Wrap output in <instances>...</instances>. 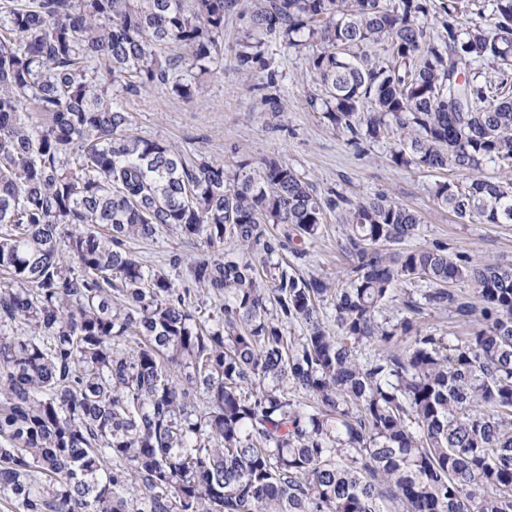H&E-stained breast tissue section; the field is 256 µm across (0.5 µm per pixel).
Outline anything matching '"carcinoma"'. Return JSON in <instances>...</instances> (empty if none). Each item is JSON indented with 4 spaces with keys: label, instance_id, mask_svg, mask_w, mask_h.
Masks as SVG:
<instances>
[{
    "label": "carcinoma",
    "instance_id": "cac0c4a2",
    "mask_svg": "<svg viewBox=\"0 0 512 512\" xmlns=\"http://www.w3.org/2000/svg\"><path fill=\"white\" fill-rule=\"evenodd\" d=\"M236 2L0 6V504L512 512V263L408 248L419 215L377 196L342 200V278L296 277L274 256H304L325 202L286 162L230 184L220 162L128 134L112 89L199 96ZM463 4L441 2L439 42L427 0H259L253 23L312 48L308 103L352 146L392 138L396 165L465 175L436 184L437 205L511 224L512 0H485L489 27L458 25ZM235 54L244 73L264 64L249 35ZM168 232L203 253L145 267L130 244ZM418 282L423 306L399 289ZM427 310L472 332L427 331Z\"/></svg>",
    "mask_w": 512,
    "mask_h": 512
}]
</instances>
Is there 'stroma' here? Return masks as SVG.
<instances>
[{
    "label": "stroma",
    "mask_w": 512,
    "mask_h": 512,
    "mask_svg": "<svg viewBox=\"0 0 512 512\" xmlns=\"http://www.w3.org/2000/svg\"><path fill=\"white\" fill-rule=\"evenodd\" d=\"M253 9L254 0H238L237 10L225 18L223 55L206 76L199 99L186 101L158 87L137 94L118 93L117 102L133 115V134L165 142L188 155L220 161L231 179L242 163L285 159L321 197L340 195L358 202L384 196L416 211L422 223L410 246L441 241L453 253L512 262V224H462L434 202L433 187L446 180V173L396 166L390 159L395 147L391 140L357 150L310 107L308 95L315 79L305 53L284 51L269 38L263 66L252 74L242 73L235 44L251 33ZM341 238L339 215L330 211L317 238L306 242L301 259L287 251L278 259L293 262L301 276L322 273L333 278L344 263ZM132 249L149 266L168 253L182 254L189 261L201 252L199 244L174 233L156 243L133 242Z\"/></svg>",
    "instance_id": "obj_1"
}]
</instances>
